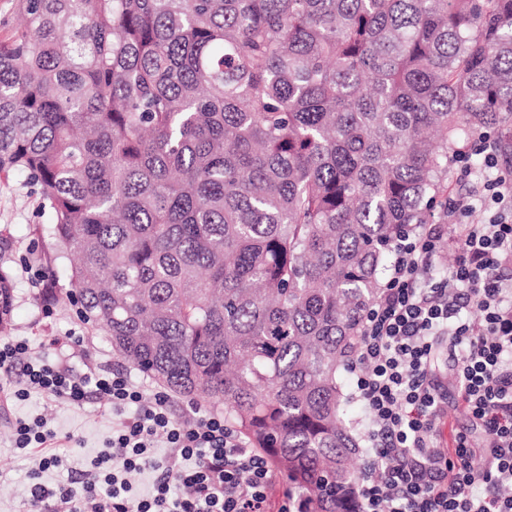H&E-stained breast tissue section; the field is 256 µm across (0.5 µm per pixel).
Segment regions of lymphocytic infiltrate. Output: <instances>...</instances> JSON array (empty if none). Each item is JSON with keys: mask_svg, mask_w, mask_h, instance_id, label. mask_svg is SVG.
Segmentation results:
<instances>
[{"mask_svg": "<svg viewBox=\"0 0 512 512\" xmlns=\"http://www.w3.org/2000/svg\"><path fill=\"white\" fill-rule=\"evenodd\" d=\"M482 151L485 178L451 205L447 225L426 224L395 242L389 278L365 315L354 369L371 448L358 512H512V275L501 271L512 262V167H500L491 146ZM448 250L455 264L435 278ZM83 343L72 333L37 348L0 338V403L36 391L73 406L94 395L112 410L111 472H84L76 487L33 483L28 512H267L276 475L223 415L179 421L167 391L145 395L124 372L90 362L75 373L68 354ZM41 347L60 351L59 360H40ZM441 347L451 391L435 375ZM459 412L483 447L462 430L441 437L440 425ZM12 432L16 447L43 449L39 470L59 466L45 451L56 437L45 420L15 422ZM161 442L168 452L160 456ZM135 470L155 477L141 497L125 478Z\"/></svg>", "mask_w": 512, "mask_h": 512, "instance_id": "1", "label": "lymphocytic infiltrate"}]
</instances>
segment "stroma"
Wrapping results in <instances>:
<instances>
[{
  "mask_svg": "<svg viewBox=\"0 0 512 512\" xmlns=\"http://www.w3.org/2000/svg\"><path fill=\"white\" fill-rule=\"evenodd\" d=\"M38 189L25 174L16 172L0 184V234L9 237L12 249L0 262L8 266L14 280L15 305L11 337L37 340L43 336L75 331L86 339L87 352L97 363L114 370H127V363L112 349L106 338L80 319L73 306L59 303L45 312L43 290L34 277L37 270L49 273L47 285L59 289L68 280L62 262L54 258L52 240L33 235L36 225L47 223ZM45 417L57 432L50 448L60 455L61 468L46 473L49 485L68 483L86 470L89 461L104 449L112 435V413L106 401L90 398L75 407L45 400L38 394L16 402L11 416L0 415V512H27L25 496L30 484L31 453L10 446L11 418Z\"/></svg>",
  "mask_w": 512,
  "mask_h": 512,
  "instance_id": "35a3bbf8",
  "label": "stroma"
}]
</instances>
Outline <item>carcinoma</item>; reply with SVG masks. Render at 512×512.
<instances>
[{"mask_svg":"<svg viewBox=\"0 0 512 512\" xmlns=\"http://www.w3.org/2000/svg\"><path fill=\"white\" fill-rule=\"evenodd\" d=\"M0 177L27 173L80 317L224 412L310 512H356L346 394L454 155L512 156V0H15ZM0 265V334L12 321Z\"/></svg>","mask_w":512,"mask_h":512,"instance_id":"1","label":"carcinoma"}]
</instances>
